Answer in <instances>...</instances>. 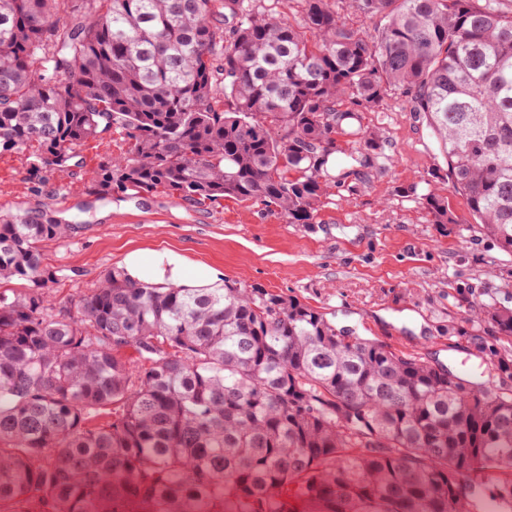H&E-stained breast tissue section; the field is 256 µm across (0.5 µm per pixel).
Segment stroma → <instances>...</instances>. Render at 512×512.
I'll use <instances>...</instances> for the list:
<instances>
[{"label": "stroma", "mask_w": 512, "mask_h": 512, "mask_svg": "<svg viewBox=\"0 0 512 512\" xmlns=\"http://www.w3.org/2000/svg\"><path fill=\"white\" fill-rule=\"evenodd\" d=\"M357 123L378 131L383 157L362 181L332 187L311 227L288 223L273 207L222 199L196 204L175 193H116L100 199L88 170L123 150L119 133L82 147L64 172L40 161L0 157V213L17 214L54 198L74 224L72 237L46 243L67 278L47 291L67 301L122 267L129 251L173 250L199 271L298 298L338 331L415 353L469 375L484 365L468 334L470 304L512 305V256L474 233L463 196L449 192L447 165L425 118L389 92ZM446 197L457 219L431 224L427 192Z\"/></svg>", "instance_id": "1"}]
</instances>
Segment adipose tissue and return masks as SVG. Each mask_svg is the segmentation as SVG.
<instances>
[{
  "label": "adipose tissue",
  "instance_id": "adipose-tissue-1",
  "mask_svg": "<svg viewBox=\"0 0 512 512\" xmlns=\"http://www.w3.org/2000/svg\"><path fill=\"white\" fill-rule=\"evenodd\" d=\"M125 271L129 278L156 284H175L186 288L200 287L201 283L220 282L223 274L209 270L204 279L197 280L189 275V263L175 251L144 253L140 250L129 252L124 258Z\"/></svg>",
  "mask_w": 512,
  "mask_h": 512
}]
</instances>
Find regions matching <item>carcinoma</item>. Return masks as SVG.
Segmentation results:
<instances>
[{"label": "carcinoma", "mask_w": 512, "mask_h": 512, "mask_svg": "<svg viewBox=\"0 0 512 512\" xmlns=\"http://www.w3.org/2000/svg\"><path fill=\"white\" fill-rule=\"evenodd\" d=\"M262 0H0V156L90 172L101 198H232L313 224L337 137L345 177L380 157L338 103L392 89L438 140L474 232L512 254V6L505 0H335L292 24ZM65 16H60V12ZM41 64L35 71L34 64ZM420 204L457 223L448 199ZM75 232L50 207L0 218V505L46 512H512V306L475 303L509 346L469 334L465 378L336 331L294 297L224 281L137 283L112 267L67 304L43 245Z\"/></svg>", "instance_id": "1"}]
</instances>
